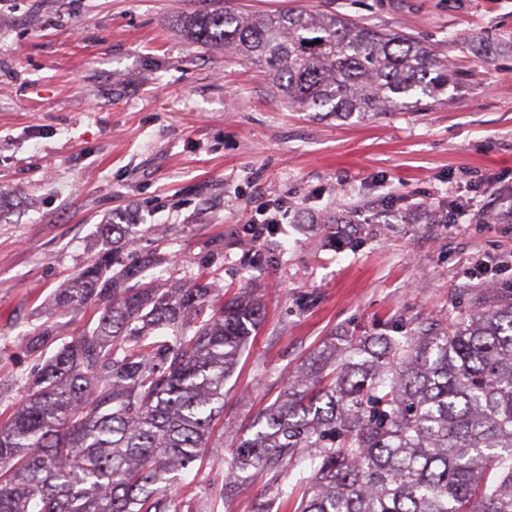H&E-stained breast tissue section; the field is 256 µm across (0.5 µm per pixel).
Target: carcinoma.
<instances>
[{
	"label": "carcinoma",
	"instance_id": "obj_1",
	"mask_svg": "<svg viewBox=\"0 0 512 512\" xmlns=\"http://www.w3.org/2000/svg\"><path fill=\"white\" fill-rule=\"evenodd\" d=\"M210 3L181 19L186 35L267 73L300 111L397 112L448 91V66L400 32ZM120 218L48 305L50 316L92 307L94 326L68 338L48 320L22 337L51 355L0 420V512H182L181 475L224 447L213 437L224 382L261 306L206 276L155 287L165 258L125 263L142 230ZM230 442L214 503L258 478L276 496L306 461L294 512H512V293L400 337H329Z\"/></svg>",
	"mask_w": 512,
	"mask_h": 512
}]
</instances>
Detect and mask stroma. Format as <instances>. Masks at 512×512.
<instances>
[{"label": "stroma", "mask_w": 512, "mask_h": 512, "mask_svg": "<svg viewBox=\"0 0 512 512\" xmlns=\"http://www.w3.org/2000/svg\"><path fill=\"white\" fill-rule=\"evenodd\" d=\"M336 12L413 35L454 73L440 100L327 115L280 100L231 51L175 20L199 0H0V414L37 358L21 333L100 249L116 213L136 252L255 289L263 318L224 387V425L272 404L280 375L328 336H402L512 288V0H229ZM277 221L260 239V208ZM222 448L187 476L194 512H251L210 492Z\"/></svg>", "instance_id": "35a3bbf8"}]
</instances>
